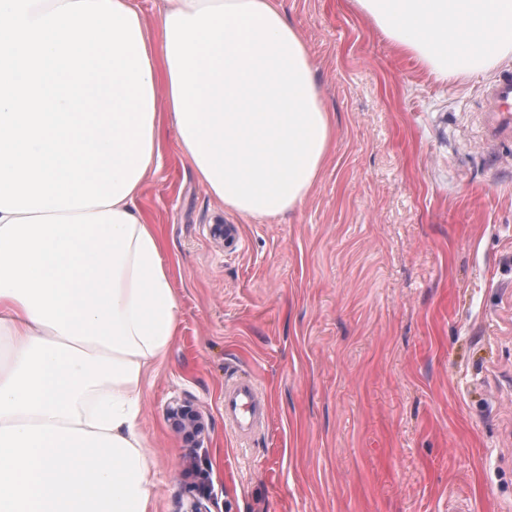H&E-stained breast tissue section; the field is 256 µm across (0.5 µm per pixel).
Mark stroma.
<instances>
[{
    "label": "stroma",
    "mask_w": 512,
    "mask_h": 512,
    "mask_svg": "<svg viewBox=\"0 0 512 512\" xmlns=\"http://www.w3.org/2000/svg\"><path fill=\"white\" fill-rule=\"evenodd\" d=\"M333 118L304 204L236 223L174 137L139 202L179 302L140 427L154 512H512V140L353 0H283ZM248 374L268 404L224 422ZM202 417L180 433L171 408ZM266 404L250 375L238 376L224 384V419L247 439L266 420Z\"/></svg>",
    "instance_id": "35a3bbf8"
}]
</instances>
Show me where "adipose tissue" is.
I'll return each mask as SVG.
<instances>
[{
  "instance_id": "adipose-tissue-1",
  "label": "adipose tissue",
  "mask_w": 512,
  "mask_h": 512,
  "mask_svg": "<svg viewBox=\"0 0 512 512\" xmlns=\"http://www.w3.org/2000/svg\"><path fill=\"white\" fill-rule=\"evenodd\" d=\"M440 78L512 54V0H355ZM154 114L207 193L243 220L315 187L333 125L281 0H162L139 20ZM136 183L108 207L0 212V512H151L144 380L179 303Z\"/></svg>"
}]
</instances>
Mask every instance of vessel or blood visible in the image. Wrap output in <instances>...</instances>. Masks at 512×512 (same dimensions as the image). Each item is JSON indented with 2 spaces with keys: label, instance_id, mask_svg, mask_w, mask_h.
Segmentation results:
<instances>
[{
  "label": "vessel or blood",
  "instance_id": "b4317fda",
  "mask_svg": "<svg viewBox=\"0 0 512 512\" xmlns=\"http://www.w3.org/2000/svg\"><path fill=\"white\" fill-rule=\"evenodd\" d=\"M484 127L496 138L512 139V72L485 83ZM224 419L241 438H248L266 420V404L255 380L242 375L224 385Z\"/></svg>",
  "mask_w": 512,
  "mask_h": 512
}]
</instances>
